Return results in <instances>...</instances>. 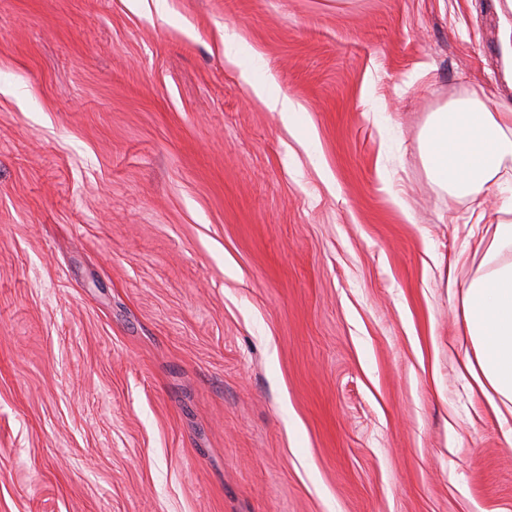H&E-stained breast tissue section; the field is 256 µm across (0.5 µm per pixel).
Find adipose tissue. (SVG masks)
Returning a JSON list of instances; mask_svg holds the SVG:
<instances>
[{
  "mask_svg": "<svg viewBox=\"0 0 512 512\" xmlns=\"http://www.w3.org/2000/svg\"><path fill=\"white\" fill-rule=\"evenodd\" d=\"M431 178L459 197H479L512 161V108L490 109L471 95L433 113L420 139ZM512 219L500 221L483 273L462 287L464 334L473 349L465 368L481 391H493L506 413L499 421L512 444Z\"/></svg>",
  "mask_w": 512,
  "mask_h": 512,
  "instance_id": "ef3b65f1",
  "label": "adipose tissue"
}]
</instances>
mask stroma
<instances>
[{
  "label": "stroma",
  "instance_id": "obj_1",
  "mask_svg": "<svg viewBox=\"0 0 512 512\" xmlns=\"http://www.w3.org/2000/svg\"><path fill=\"white\" fill-rule=\"evenodd\" d=\"M511 26L504 0H0V512H512L446 286L512 163L472 199L420 153L451 102L512 105Z\"/></svg>",
  "mask_w": 512,
  "mask_h": 512
}]
</instances>
